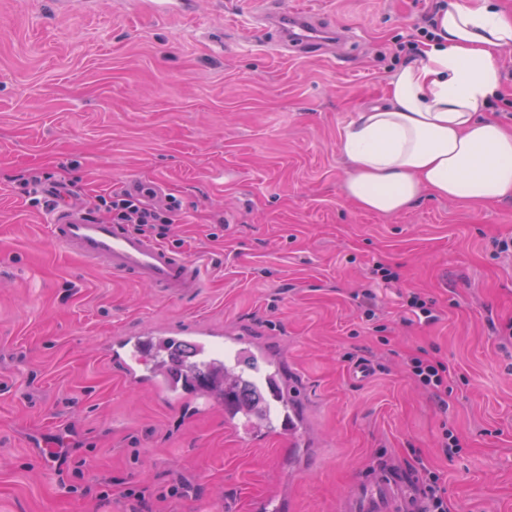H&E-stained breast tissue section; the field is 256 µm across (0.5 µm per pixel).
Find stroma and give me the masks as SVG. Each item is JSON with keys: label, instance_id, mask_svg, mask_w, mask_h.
Returning <instances> with one entry per match:
<instances>
[{"label": "stroma", "instance_id": "stroma-1", "mask_svg": "<svg viewBox=\"0 0 512 512\" xmlns=\"http://www.w3.org/2000/svg\"><path fill=\"white\" fill-rule=\"evenodd\" d=\"M282 2L346 43L273 55L247 35L259 0H0V512H129L110 485L150 487L152 512H262L275 494L282 512H338L385 461L437 473L455 512H512V256L492 244L512 236V198L425 193L375 215L345 196L337 149L442 0ZM35 171L86 208L134 181L179 198L164 243L203 288L169 298L58 248L48 208L18 192ZM379 264L398 281L379 285ZM366 288L371 319L353 299ZM409 292L435 323H404ZM154 325L243 333V355L296 375L300 445H253L223 409L127 384L104 343ZM412 356L447 362V411Z\"/></svg>", "mask_w": 512, "mask_h": 512}]
</instances>
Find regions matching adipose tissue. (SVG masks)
I'll return each mask as SVG.
<instances>
[{"instance_id": "1", "label": "adipose tissue", "mask_w": 512, "mask_h": 512, "mask_svg": "<svg viewBox=\"0 0 512 512\" xmlns=\"http://www.w3.org/2000/svg\"><path fill=\"white\" fill-rule=\"evenodd\" d=\"M435 22L434 39L391 75L385 103L358 113L337 143L349 165L344 192L361 210L394 215L425 191L512 198V130L486 111L512 15L493 0H447Z\"/></svg>"}]
</instances>
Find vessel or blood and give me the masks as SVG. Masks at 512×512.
Masks as SVG:
<instances>
[{
	"label": "vessel or blood",
	"mask_w": 512,
	"mask_h": 512,
	"mask_svg": "<svg viewBox=\"0 0 512 512\" xmlns=\"http://www.w3.org/2000/svg\"><path fill=\"white\" fill-rule=\"evenodd\" d=\"M250 31L265 40L269 51L283 56L318 53L336 46L319 14L305 8L285 10L281 0H262ZM50 209L48 234L65 251L122 278L148 284L169 297L188 296L201 288V270L193 260L128 225L97 220L85 209L70 204L54 203ZM180 334L197 340L207 360L221 358L223 348L241 342L236 334L219 344L201 340L194 329H144L114 337L105 349L106 356L121 365L127 383H146L163 396L177 397L185 391L183 384L159 373L156 361L159 345ZM266 427L273 436L292 443L303 438V428L293 410L268 414ZM412 482V475L393 466L377 468L356 478L340 512H424L422 499L409 491Z\"/></svg>",
	"instance_id": "1"
}]
</instances>
